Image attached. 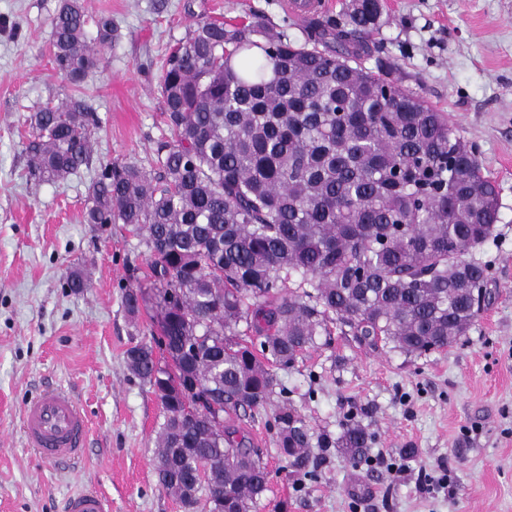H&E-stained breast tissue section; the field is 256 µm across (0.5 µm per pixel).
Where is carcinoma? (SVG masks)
Returning <instances> with one entry per match:
<instances>
[{"mask_svg": "<svg viewBox=\"0 0 512 512\" xmlns=\"http://www.w3.org/2000/svg\"><path fill=\"white\" fill-rule=\"evenodd\" d=\"M381 11L380 0H351L302 43L260 20L195 23L162 66L169 136L151 170L108 163L88 185L86 223L125 224L148 254L178 374L145 342L127 363L160 399L158 482L186 509L203 498L207 512H251L265 494L267 469L240 421L276 393L291 466L332 444L274 369L329 344L334 328L426 356L467 335L489 299L473 252L499 221L495 186L445 113L388 81L381 57L364 66ZM87 23L82 0H62L52 21L55 69L73 83L118 37L108 15L94 42ZM27 122L34 171L64 179L90 165L97 118L81 101L50 102ZM192 380L201 394H165ZM370 441L354 421L340 437L356 463Z\"/></svg>", "mask_w": 512, "mask_h": 512, "instance_id": "1", "label": "carcinoma"}]
</instances>
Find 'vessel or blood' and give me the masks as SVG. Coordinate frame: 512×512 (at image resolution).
Segmentation results:
<instances>
[{"label": "vessel or blood", "instance_id": "1", "mask_svg": "<svg viewBox=\"0 0 512 512\" xmlns=\"http://www.w3.org/2000/svg\"><path fill=\"white\" fill-rule=\"evenodd\" d=\"M22 433L29 448L55 465L80 462L88 442V418L73 393L49 386L29 402L22 415ZM66 512H112L110 499L95 490L68 497Z\"/></svg>", "mask_w": 512, "mask_h": 512}]
</instances>
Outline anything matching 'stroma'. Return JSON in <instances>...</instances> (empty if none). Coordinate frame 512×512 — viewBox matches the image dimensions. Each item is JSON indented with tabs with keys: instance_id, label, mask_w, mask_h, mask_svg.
I'll return each mask as SVG.
<instances>
[{
	"instance_id": "obj_1",
	"label": "stroma",
	"mask_w": 512,
	"mask_h": 512,
	"mask_svg": "<svg viewBox=\"0 0 512 512\" xmlns=\"http://www.w3.org/2000/svg\"><path fill=\"white\" fill-rule=\"evenodd\" d=\"M381 4L376 40L395 80L448 114L496 187L500 220L474 252L490 300L467 336L426 357L336 333L277 369L315 433L335 439L354 420L371 443L357 465L344 449H312L313 473L297 472L268 426L271 398L242 422L269 471L253 512H512V0ZM59 5L0 0V512H64L88 488L112 512H185L156 478L160 401L127 368V350L160 334L145 247L125 225L85 223L86 189L102 164L147 165L165 128L163 60L191 25L258 18L299 39L306 24L284 0H84L120 37L75 85L52 61ZM70 94L98 118L92 165L61 183L35 179L27 118ZM75 271L79 292L67 286ZM131 289L142 296L134 317ZM48 385L68 387L89 416L77 466L45 464L25 443L22 410Z\"/></svg>"
}]
</instances>
